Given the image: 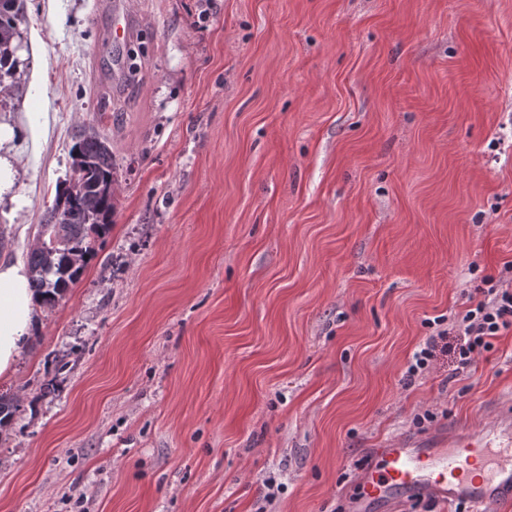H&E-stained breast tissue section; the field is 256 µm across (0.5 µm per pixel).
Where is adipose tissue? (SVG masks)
<instances>
[{
    "instance_id": "obj_1",
    "label": "adipose tissue",
    "mask_w": 512,
    "mask_h": 512,
    "mask_svg": "<svg viewBox=\"0 0 512 512\" xmlns=\"http://www.w3.org/2000/svg\"><path fill=\"white\" fill-rule=\"evenodd\" d=\"M39 311L26 265L0 262V377L13 372Z\"/></svg>"
}]
</instances>
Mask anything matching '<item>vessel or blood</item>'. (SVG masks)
I'll return each instance as SVG.
<instances>
[{
  "mask_svg": "<svg viewBox=\"0 0 512 512\" xmlns=\"http://www.w3.org/2000/svg\"><path fill=\"white\" fill-rule=\"evenodd\" d=\"M358 483L349 512H372L378 503L395 512L405 499L466 502L478 510L512 504V412L477 432L450 430L444 447L419 437L393 439L373 450Z\"/></svg>",
  "mask_w": 512,
  "mask_h": 512,
  "instance_id": "vessel-or-blood-1",
  "label": "vessel or blood"
}]
</instances>
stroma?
Instances as JSON below:
<instances>
[{
	"instance_id": "obj_1",
	"label": "stroma",
	"mask_w": 512,
	"mask_h": 512,
	"mask_svg": "<svg viewBox=\"0 0 512 512\" xmlns=\"http://www.w3.org/2000/svg\"><path fill=\"white\" fill-rule=\"evenodd\" d=\"M24 0L0 261L76 132L116 210L0 394V512H337L373 449L491 422L512 330L459 369L438 322L512 286V0Z\"/></svg>"
}]
</instances>
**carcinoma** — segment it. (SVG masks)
Wrapping results in <instances>:
<instances>
[{"label": "carcinoma", "instance_id": "carcinoma-1", "mask_svg": "<svg viewBox=\"0 0 512 512\" xmlns=\"http://www.w3.org/2000/svg\"><path fill=\"white\" fill-rule=\"evenodd\" d=\"M20 0H0V94H23L14 44ZM72 174L42 219L39 245L28 255L31 287L54 305L80 279L92 251L90 235L112 224L115 167L106 139L81 129L71 147Z\"/></svg>", "mask_w": 512, "mask_h": 512}]
</instances>
